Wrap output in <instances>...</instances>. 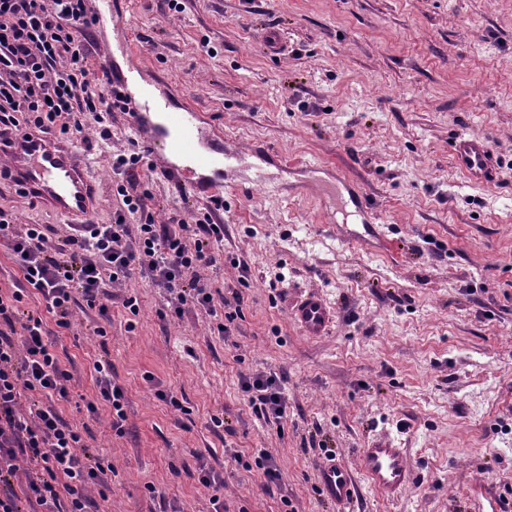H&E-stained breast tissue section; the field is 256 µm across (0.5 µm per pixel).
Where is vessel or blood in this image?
<instances>
[{"mask_svg": "<svg viewBox=\"0 0 512 512\" xmlns=\"http://www.w3.org/2000/svg\"><path fill=\"white\" fill-rule=\"evenodd\" d=\"M127 121L143 155L178 188L195 199L219 197L224 183L211 175L222 172L235 153L220 133L211 149H203L202 115L191 104L173 109L163 95L128 113ZM452 150L459 170L472 182L488 186L496 181L498 171L486 139L462 135ZM5 160L37 202L69 223H82L100 204L102 188L91 173L89 153L57 133L33 130L11 135ZM330 317L329 305L316 294L306 295L294 313L297 325L309 336L323 335ZM316 478L324 497L345 507L358 501L365 487L385 499L398 498L412 486L413 469L396 438L383 434L360 449L354 462L322 461Z\"/></svg>", "mask_w": 512, "mask_h": 512, "instance_id": "1", "label": "vessel or blood"}]
</instances>
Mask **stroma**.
<instances>
[{
    "label": "stroma",
    "instance_id": "stroma-1",
    "mask_svg": "<svg viewBox=\"0 0 512 512\" xmlns=\"http://www.w3.org/2000/svg\"><path fill=\"white\" fill-rule=\"evenodd\" d=\"M179 3L175 11L167 0H122V27L97 34L112 53L92 54L89 66L135 62L146 93L162 87L173 106L191 103L238 152L239 173L224 182V242L207 276L220 295L236 289L244 301L224 338L200 309L160 319L159 294L136 277L123 296L137 297L138 315L117 297L110 322L81 311L70 330L51 331L73 376L62 415L87 423L114 470L108 501L95 485L88 496L100 512H208L197 478L204 460L224 476L229 512H337L316 484L317 464L353 461L388 432L406 448L416 485L394 502L365 492L351 512H471L487 487L512 503V0ZM269 31L284 53L266 48ZM111 131L109 145L94 148L98 224L117 208L112 153L129 146L123 114ZM461 133L488 139L498 183L474 184L456 168L451 144ZM259 146L286 164L267 167L268 182L243 184ZM351 182L376 236L362 234ZM144 187L159 221L175 211L191 223L215 209L160 175ZM1 206L21 224H64L7 179ZM386 238L404 255L386 253ZM237 259L251 268L247 281ZM310 293L335 311L317 338L291 317ZM100 358L125 391L121 436L84 409ZM256 372L282 380L283 432L243 396L241 375ZM259 448L281 469L269 490L260 470L245 468ZM148 482L161 497H149Z\"/></svg>",
    "mask_w": 512,
    "mask_h": 512
}]
</instances>
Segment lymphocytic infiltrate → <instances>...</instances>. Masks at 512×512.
<instances>
[{
  "mask_svg": "<svg viewBox=\"0 0 512 512\" xmlns=\"http://www.w3.org/2000/svg\"><path fill=\"white\" fill-rule=\"evenodd\" d=\"M89 0H0V133L55 130L83 136L78 115L92 114L108 127L129 101L112 86L96 87L88 69ZM134 151L114 155L115 191L121 199L111 223L53 236L45 224H18L0 207V247L22 275L19 287L0 289V512H92L89 485L110 490L112 465L86 444L83 431L63 418L58 402L68 400L72 374L52 353L45 320L71 328L79 308L108 317L113 289L133 274L166 297V318L181 319L187 307L215 312L219 336H230L241 295L215 301L205 269L217 258L223 225L203 216L187 223L179 214L155 221L145 209L142 176L153 173ZM137 226H130V216ZM41 295L45 310H26L28 292ZM97 392L87 401L90 417L108 410L110 427L123 434L125 392L112 380V364L97 360ZM241 389L264 423L282 425L286 397L273 374L242 377Z\"/></svg>",
  "mask_w": 512,
  "mask_h": 512,
  "instance_id": "lymphocytic-infiltrate-1",
  "label": "lymphocytic infiltrate"
}]
</instances>
